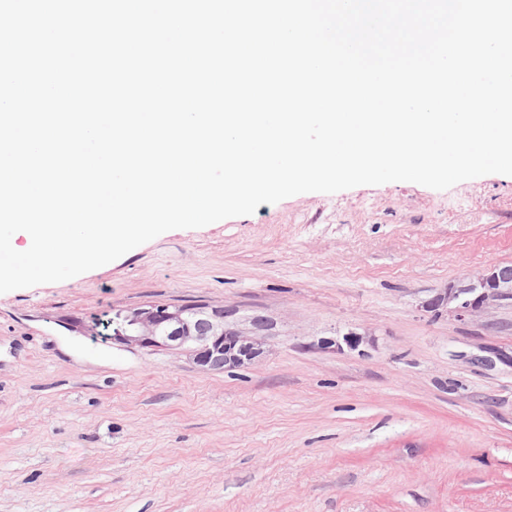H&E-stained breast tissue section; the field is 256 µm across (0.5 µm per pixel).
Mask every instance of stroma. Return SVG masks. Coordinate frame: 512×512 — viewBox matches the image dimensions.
Returning a JSON list of instances; mask_svg holds the SVG:
<instances>
[{"label": "stroma", "instance_id": "35a3bbf8", "mask_svg": "<svg viewBox=\"0 0 512 512\" xmlns=\"http://www.w3.org/2000/svg\"><path fill=\"white\" fill-rule=\"evenodd\" d=\"M494 263L501 174L302 193L0 294V512H512V302L420 308ZM190 302L268 318L266 356L204 371L63 326Z\"/></svg>", "mask_w": 512, "mask_h": 512}]
</instances>
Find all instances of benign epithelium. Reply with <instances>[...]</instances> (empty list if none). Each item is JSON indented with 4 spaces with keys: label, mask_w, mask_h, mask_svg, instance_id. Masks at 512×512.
Returning a JSON list of instances; mask_svg holds the SVG:
<instances>
[{
    "label": "benign epithelium",
    "mask_w": 512,
    "mask_h": 512,
    "mask_svg": "<svg viewBox=\"0 0 512 512\" xmlns=\"http://www.w3.org/2000/svg\"><path fill=\"white\" fill-rule=\"evenodd\" d=\"M512 301V264H494L422 303L424 311L466 320ZM234 307L151 303L115 313L110 339L128 348L184 355L203 370L239 368L266 352L268 321L236 317Z\"/></svg>",
    "instance_id": "7a95c632"
}]
</instances>
